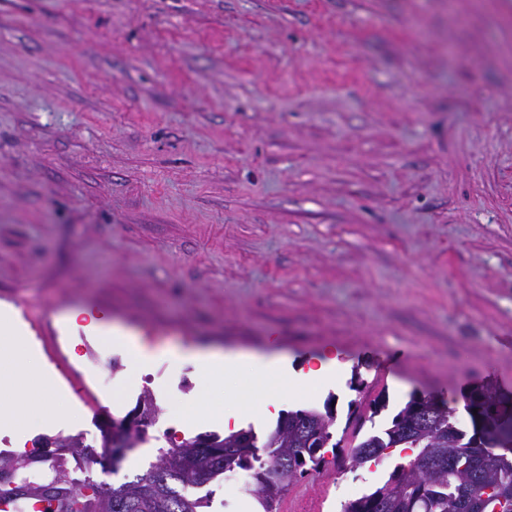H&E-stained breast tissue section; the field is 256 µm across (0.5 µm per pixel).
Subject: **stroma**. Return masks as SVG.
Segmentation results:
<instances>
[{
    "instance_id": "stroma-1",
    "label": "stroma",
    "mask_w": 512,
    "mask_h": 512,
    "mask_svg": "<svg viewBox=\"0 0 512 512\" xmlns=\"http://www.w3.org/2000/svg\"><path fill=\"white\" fill-rule=\"evenodd\" d=\"M5 305L84 394L46 438L93 446L109 329L294 369L335 347L291 407L332 401L343 453L280 512H342L389 473L346 457L350 405L512 389V0H0ZM146 390L151 435L217 431L165 409L191 367L124 410Z\"/></svg>"
}]
</instances>
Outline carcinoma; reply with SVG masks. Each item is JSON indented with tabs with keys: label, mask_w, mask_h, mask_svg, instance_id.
I'll list each match as a JSON object with an SVG mask.
<instances>
[{
	"label": "carcinoma",
	"mask_w": 512,
	"mask_h": 512,
	"mask_svg": "<svg viewBox=\"0 0 512 512\" xmlns=\"http://www.w3.org/2000/svg\"><path fill=\"white\" fill-rule=\"evenodd\" d=\"M429 418L414 420L415 398H410L391 420L381 426L374 418L386 407L376 400L367 416H359L353 431L349 458L356 465L381 463L393 449L413 451L397 461L379 486L343 505L342 512H370L379 502L385 512H512V453L491 454L471 446L465 420L434 395H426ZM336 417L331 401L324 410L298 409L281 415L275 426L259 435L241 429L228 435L198 434L169 447H161L156 462L142 473L119 484L98 482L91 475L71 478L63 456L83 457L101 468L117 472L124 453L112 455V464L102 463L91 447L67 448L48 457L0 456V477L27 488L36 485L41 496L55 504L54 512H200L214 502L212 485L224 474L244 470L252 475L247 493L262 512H279L289 487L299 478L320 471L328 449H336L332 428ZM368 431H363L365 423ZM46 464L52 480L36 483L30 469Z\"/></svg>",
	"instance_id": "carcinoma-1"
}]
</instances>
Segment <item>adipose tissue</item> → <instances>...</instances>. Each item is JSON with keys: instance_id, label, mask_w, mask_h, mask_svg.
Here are the masks:
<instances>
[{"instance_id": "adipose-tissue-1", "label": "adipose tissue", "mask_w": 512, "mask_h": 512, "mask_svg": "<svg viewBox=\"0 0 512 512\" xmlns=\"http://www.w3.org/2000/svg\"><path fill=\"white\" fill-rule=\"evenodd\" d=\"M116 344L127 357L129 373L137 374L164 359L173 367L191 364L196 368V383L201 393L223 388L233 373L245 371L244 382L236 383L233 401L224 411H214L206 402L185 407L189 417L207 416L224 430L235 432L248 423L258 424L278 416L296 389L329 382L338 361L326 356L305 372L294 371L287 362L261 359L227 358L221 354L191 348H157L140 340L116 336ZM67 423L83 419L82 409L67 395L53 389L44 372L39 353L24 328L9 312L0 313V435L8 436L10 450L22 453L27 443L41 430L44 417Z\"/></svg>"}]
</instances>
